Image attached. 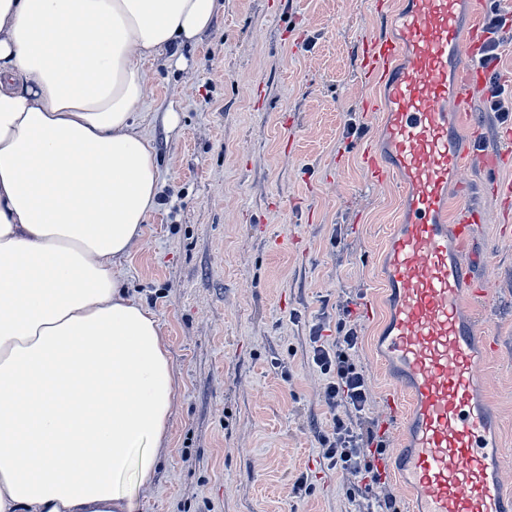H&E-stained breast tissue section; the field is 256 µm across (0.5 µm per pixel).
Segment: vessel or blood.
Here are the masks:
<instances>
[{
    "label": "vessel or blood",
    "mask_w": 512,
    "mask_h": 512,
    "mask_svg": "<svg viewBox=\"0 0 512 512\" xmlns=\"http://www.w3.org/2000/svg\"><path fill=\"white\" fill-rule=\"evenodd\" d=\"M477 3L396 0L368 42V74L384 112L365 157L377 182L397 180L401 202L380 268L389 312L375 347L396 423L389 460L415 494L411 512H512L480 393L495 344L465 306L481 285L465 248L484 218L448 214L449 188L469 156L467 118L480 79Z\"/></svg>",
    "instance_id": "obj_1"
}]
</instances>
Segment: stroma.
Here are the masks:
<instances>
[{"label": "stroma", "instance_id": "35a3bbf8", "mask_svg": "<svg viewBox=\"0 0 512 512\" xmlns=\"http://www.w3.org/2000/svg\"><path fill=\"white\" fill-rule=\"evenodd\" d=\"M389 2L224 0L201 44L147 67L138 120L160 160L159 205L146 248L117 271L159 322L178 402L140 512H360L384 499L409 512L394 475L360 481L323 459L332 416L311 343L356 329L369 402L354 423L392 448L374 338L400 196L362 162L382 121L362 43ZM484 90L475 85L469 120L482 141L450 197L484 214L487 278L469 304L497 345L482 395L512 474V199L487 189L483 171L512 145Z\"/></svg>", "mask_w": 512, "mask_h": 512}]
</instances>
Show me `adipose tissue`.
I'll return each mask as SVG.
<instances>
[{"label": "adipose tissue", "mask_w": 512, "mask_h": 512, "mask_svg": "<svg viewBox=\"0 0 512 512\" xmlns=\"http://www.w3.org/2000/svg\"><path fill=\"white\" fill-rule=\"evenodd\" d=\"M222 0H0V512H139L177 404L168 343L116 262L159 159L147 66Z\"/></svg>", "instance_id": "obj_1"}]
</instances>
